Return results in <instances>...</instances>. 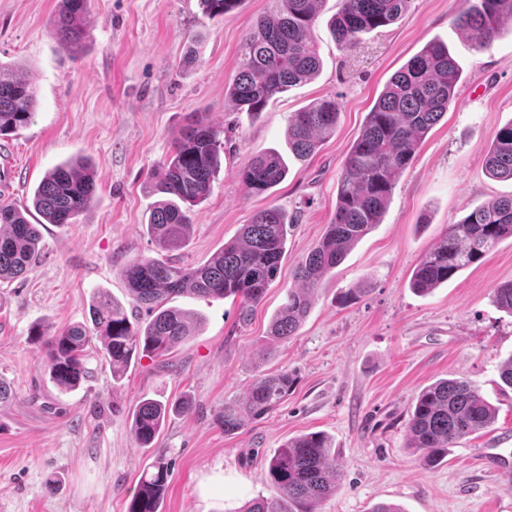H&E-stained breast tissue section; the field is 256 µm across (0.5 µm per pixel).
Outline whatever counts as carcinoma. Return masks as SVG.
<instances>
[{"instance_id":"cac0c4a2","label":"carcinoma","mask_w":512,"mask_h":512,"mask_svg":"<svg viewBox=\"0 0 512 512\" xmlns=\"http://www.w3.org/2000/svg\"><path fill=\"white\" fill-rule=\"evenodd\" d=\"M413 0H340L330 20L336 45L354 47L360 36L388 26L405 14ZM455 22L479 49L491 45L506 27L512 28V0H465ZM242 0H198L203 16L215 18L235 11ZM243 40L229 97L239 112L257 116L270 99L318 73L322 59L310 30L323 0H271ZM87 0H59L50 19L53 35L77 51L86 37ZM461 79L460 69L439 41L428 42L390 79L365 117L338 179L336 208L323 240L294 269L298 283L288 289L284 305L272 318L268 339L278 346L296 335L313 303L321 280L377 224L387 208L397 175L410 164L421 139L448 111ZM38 104L32 77L0 63V136L26 127ZM339 105L322 99L294 112L288 119V147L307 158L336 129ZM224 128L194 117L182 129L171 153L145 178L146 187L161 196L150 212L147 233L168 253L164 258L137 257L122 270L129 296L147 308L151 318L130 319L125 307L108 292H100L90 313L91 325L74 324L48 332L38 325L30 340L40 345L50 377L62 390H72L87 378V353L99 341L112 377L122 378L132 357L143 353L165 359L198 332V319L169 305L184 294L239 301L240 317L265 296L277 278L285 252L288 218L270 206L257 212L240 229L236 240L224 244L206 263L185 267L174 254L183 250L191 233L193 207L211 194L224 151ZM487 169L497 179L512 181V122L502 126L488 151ZM288 164L279 153L247 158L237 171L255 195L281 183ZM94 175L81 159L47 171L35 188L32 204L49 224H66L91 209ZM28 206L0 200V282L25 274L40 258L39 225L26 218ZM512 238V195L488 202L446 227L440 241L423 254L410 287L428 294L457 272L482 262L505 238ZM498 306L512 314V281L495 289ZM292 385L286 371L262 374L241 400L224 403L219 422L229 435L245 421L273 410ZM169 407L144 399L132 417L136 440L149 448L159 435ZM495 409L479 387L465 379H440L415 398L407 423L410 447L427 461L448 456V449L488 428ZM333 443L321 432L289 440L272 457L266 480L276 496L258 499L244 512H316L315 505L336 492L339 475L333 467ZM171 477L166 449H155L151 466L143 470L129 512H160Z\"/></svg>"}]
</instances>
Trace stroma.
<instances>
[{
  "label": "stroma",
  "mask_w": 512,
  "mask_h": 512,
  "mask_svg": "<svg viewBox=\"0 0 512 512\" xmlns=\"http://www.w3.org/2000/svg\"><path fill=\"white\" fill-rule=\"evenodd\" d=\"M464 5L413 0L394 24L342 50L327 26L338 0H324L311 31L319 73L251 117L235 111L225 91L240 45L269 0H243L213 19L197 0H88L87 38L77 54L49 31L57 0H0V62L27 71L38 88L30 124L0 138V197L29 203L47 170L79 157L96 183L91 210L70 224H41L39 262L0 285V382L11 391L0 401L6 512H128L152 455L135 438L133 413L144 399L183 398L192 409L171 413L157 439L172 472L161 512H237L273 495L264 479L269 460L288 439L316 431L331 437L340 473L317 512H371L379 502L403 512H512V477L478 459L485 448H512V389L499 378L512 355V314L494 293L512 281V238L430 294L409 286L447 225L512 195V181L485 170L488 147L512 121V30L477 49L455 24ZM431 41L445 43L462 72L455 98L397 176L380 224L324 277L297 335L268 348V326L294 284L295 266L328 230L342 165L367 112L389 78ZM192 48L200 63L189 67L183 59ZM322 98L340 105L336 131L312 156L297 158L288 151V118ZM193 112L223 127L224 151L179 261H207L274 205L293 220L280 274L244 324L233 299L174 298L173 306L199 317L196 336L165 360L133 358L119 380L91 353L88 378L60 391L29 331L88 322L102 289L134 320L148 321L121 272L136 257L162 254L143 230L157 200L143 182ZM273 151L284 154L287 178L268 193H249L239 167ZM356 287L358 298L343 302ZM280 370L295 378L288 396L225 434L218 423L225 401L242 397L259 374ZM443 378L475 382L496 417L429 466L408 446L407 421L419 390Z\"/></svg>",
  "instance_id": "1"
}]
</instances>
